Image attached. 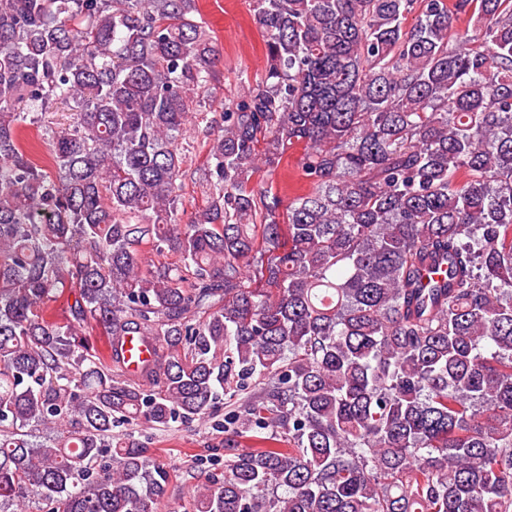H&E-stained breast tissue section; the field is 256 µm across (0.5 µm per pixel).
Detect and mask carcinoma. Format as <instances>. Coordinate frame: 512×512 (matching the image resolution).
<instances>
[{"label": "carcinoma", "mask_w": 512, "mask_h": 512, "mask_svg": "<svg viewBox=\"0 0 512 512\" xmlns=\"http://www.w3.org/2000/svg\"><path fill=\"white\" fill-rule=\"evenodd\" d=\"M250 11L264 75L183 224L198 0H0V512H158L166 468L112 429L228 395L224 447L254 446L195 512H512V0ZM58 104L51 177L20 129ZM295 145L285 206L253 181Z\"/></svg>", "instance_id": "1"}]
</instances>
